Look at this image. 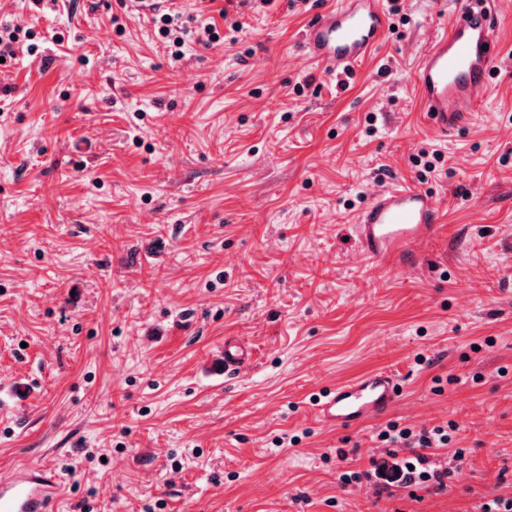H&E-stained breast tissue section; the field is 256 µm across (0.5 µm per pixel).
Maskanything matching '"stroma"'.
Masks as SVG:
<instances>
[{
  "instance_id": "35a3bbf8",
  "label": "stroma",
  "mask_w": 512,
  "mask_h": 512,
  "mask_svg": "<svg viewBox=\"0 0 512 512\" xmlns=\"http://www.w3.org/2000/svg\"><path fill=\"white\" fill-rule=\"evenodd\" d=\"M332 0H167L182 60L124 0H0L28 36L0 64V477L64 485L59 512H472L512 497V0L488 93L432 129L418 60L461 0H398L349 76L301 44ZM440 151L419 178L412 159ZM429 193L408 267L359 252L377 193ZM235 339L250 366L210 367ZM373 370L403 391L360 426L312 394ZM455 423L448 490L377 496L378 432ZM461 448L464 460L451 464Z\"/></svg>"
}]
</instances>
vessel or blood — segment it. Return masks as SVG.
I'll return each instance as SVG.
<instances>
[{
	"instance_id": "b4317fda",
	"label": "vessel or blood",
	"mask_w": 512,
	"mask_h": 512,
	"mask_svg": "<svg viewBox=\"0 0 512 512\" xmlns=\"http://www.w3.org/2000/svg\"><path fill=\"white\" fill-rule=\"evenodd\" d=\"M495 4L496 0H464L415 71L427 115L442 132L459 130L489 89L497 50L491 22ZM386 29L381 0H336L306 27L304 49L327 70H346L376 46ZM435 223L432 196L401 187L376 194L362 210L355 231L370 259L411 265ZM252 357L244 345L225 344V372L241 370ZM401 391L396 375L378 370L332 386L318 395L312 407L321 422L362 425L386 413ZM61 490L59 479L43 467L19 466L8 480L0 481V512H58Z\"/></svg>"
}]
</instances>
